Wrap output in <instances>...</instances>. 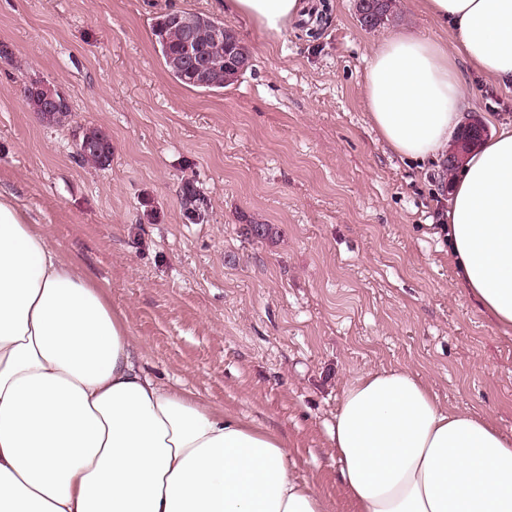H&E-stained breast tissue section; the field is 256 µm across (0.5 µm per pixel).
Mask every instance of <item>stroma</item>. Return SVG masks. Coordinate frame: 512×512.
Returning <instances> with one entry per match:
<instances>
[{
  "instance_id": "stroma-1",
  "label": "stroma",
  "mask_w": 512,
  "mask_h": 512,
  "mask_svg": "<svg viewBox=\"0 0 512 512\" xmlns=\"http://www.w3.org/2000/svg\"><path fill=\"white\" fill-rule=\"evenodd\" d=\"M312 4L318 22L274 34L224 0H0V187L124 312L148 373L276 430L331 512H353L329 434L347 383L406 368L512 435V333L457 285L434 229L447 160L392 154L365 110L374 44L441 29L417 0L373 29L354 0ZM171 10L223 21L251 67L217 92L177 82L152 35ZM30 79L70 116L31 112ZM464 80L473 115L512 123V90ZM89 128L109 166L78 160ZM56 94L51 89H44L43 94L41 96L42 105L46 104L48 106H58L61 101L58 98L63 97L66 101L67 99L53 86ZM57 95V96H56ZM58 97V98H57ZM30 107V105H28ZM31 108V107H30ZM33 112H40L39 114L46 119L47 123H59L62 119L67 118L70 115L71 109L69 103H65L61 108L55 111H39L31 108Z\"/></svg>"
}]
</instances>
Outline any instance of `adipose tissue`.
Wrapping results in <instances>:
<instances>
[{"label": "adipose tissue", "instance_id": "obj_1", "mask_svg": "<svg viewBox=\"0 0 512 512\" xmlns=\"http://www.w3.org/2000/svg\"><path fill=\"white\" fill-rule=\"evenodd\" d=\"M306 0H224L281 33ZM450 41L375 47L364 99L394 154H445L467 66L512 87V0H422ZM457 283L512 328V129L469 154L445 213ZM87 270L0 189V512H328L278 432L160 382ZM330 438L355 512H512V437L405 369L350 382Z\"/></svg>", "mask_w": 512, "mask_h": 512}]
</instances>
